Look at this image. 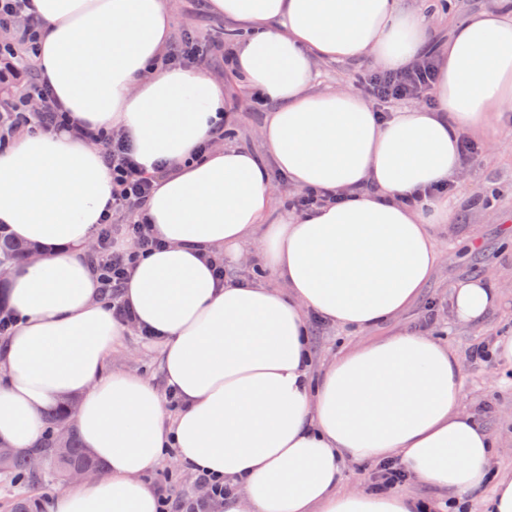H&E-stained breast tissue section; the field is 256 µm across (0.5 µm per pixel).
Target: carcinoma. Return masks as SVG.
<instances>
[{
	"instance_id": "cac0c4a2",
	"label": "carcinoma",
	"mask_w": 512,
	"mask_h": 512,
	"mask_svg": "<svg viewBox=\"0 0 512 512\" xmlns=\"http://www.w3.org/2000/svg\"><path fill=\"white\" fill-rule=\"evenodd\" d=\"M32 250L33 246L17 242L5 232L0 233V266L14 265ZM45 420L46 430L39 446L14 453L5 466H0V474L13 479L23 478L31 485H38L49 476L67 479V470L71 467H102L101 462L83 448L74 431H69L64 439L58 437V427L68 423L67 405L61 404L48 411ZM33 455L43 459V468L39 472L31 468Z\"/></svg>"
}]
</instances>
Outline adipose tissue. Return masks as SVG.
<instances>
[{
    "label": "adipose tissue",
    "instance_id": "adipose-tissue-1",
    "mask_svg": "<svg viewBox=\"0 0 512 512\" xmlns=\"http://www.w3.org/2000/svg\"><path fill=\"white\" fill-rule=\"evenodd\" d=\"M39 76L71 120L124 131L145 168L165 162L143 209L162 248L131 267L123 300L163 341L179 402L113 369L126 332L89 255L112 205V172L67 130L17 131L0 148V227L34 243L12 266L0 340V443L34 447L44 413L72 402L81 443L103 476L69 482L54 512H158L144 474L164 455L234 487L224 512H429L395 491L340 490L347 463L399 459L411 478L456 500L488 491L485 512H512L497 443L461 405V357L411 330L369 341L313 370L311 316L350 332L395 319L441 260L447 197L466 136L494 133L512 109V0L455 22L438 50L434 107L378 119L347 89L315 87L316 65L364 60L410 67L430 48L426 17L402 0H208L233 24L231 69L273 103L261 135L298 190L332 200L304 214L274 207L267 171L225 140L224 83L163 63L170 0H34ZM256 239L267 281L218 284L213 263ZM501 292L459 281L450 311L481 323Z\"/></svg>",
    "mask_w": 512,
    "mask_h": 512
}]
</instances>
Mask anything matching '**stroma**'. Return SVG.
<instances>
[{"label":"stroma","mask_w":512,"mask_h":512,"mask_svg":"<svg viewBox=\"0 0 512 512\" xmlns=\"http://www.w3.org/2000/svg\"><path fill=\"white\" fill-rule=\"evenodd\" d=\"M197 2L172 0L174 35L188 31L198 41L219 38L224 46H231L236 32L223 19L198 11ZM438 2L406 0L408 6L426 16L437 44L447 39L452 23L481 8L486 0H452L451 8L444 10L438 9ZM210 73L224 82L233 112L235 143L253 151L263 162H270L260 138L270 104H255L252 93L228 67L216 66ZM500 131V138L482 142L479 158L464 166L455 180L454 194L448 199L453 226L439 236L442 261L419 299L397 320L364 333L342 331L324 322L316 324L312 343L314 367L319 370L332 362L343 348L403 328H419L428 308H436L437 316L430 331L448 339L460 353L462 403L470 411L487 409V425L499 444L492 467L512 474V369L471 357V350L477 344L495 336L512 335V111L503 113ZM480 275L498 283L503 304L484 324L459 326L449 312L451 287L456 280ZM111 365L143 377L157 389L166 387L160 342L130 333L113 350Z\"/></svg>","instance_id":"obj_1"}]
</instances>
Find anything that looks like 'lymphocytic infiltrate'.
<instances>
[{
  "mask_svg": "<svg viewBox=\"0 0 512 512\" xmlns=\"http://www.w3.org/2000/svg\"><path fill=\"white\" fill-rule=\"evenodd\" d=\"M29 5L30 0H0V29L13 35L12 41L0 43V57L14 66L34 63L38 51L40 21ZM436 72L437 59L429 50L404 70H367L358 83L375 111L384 113L391 103L398 101L431 102ZM66 123L67 115L56 105L49 86L37 74H30L25 92L17 97L9 112L10 128L28 126L49 130ZM74 133L96 144L112 171V211L101 223L92 260L98 268L100 286L112 300L113 317L127 321L131 314L122 301V290L129 269L137 258L159 245L142 214V206L154 189L158 173L165 171L166 166L160 162L153 171H146L121 131L96 132L78 127ZM194 482L198 494L189 497L160 494L159 512H222L224 498L232 494V487L205 473L196 474Z\"/></svg>",
  "mask_w": 512,
  "mask_h": 512,
  "instance_id": "lymphocytic-infiltrate-1",
  "label": "lymphocytic infiltrate"
}]
</instances>
